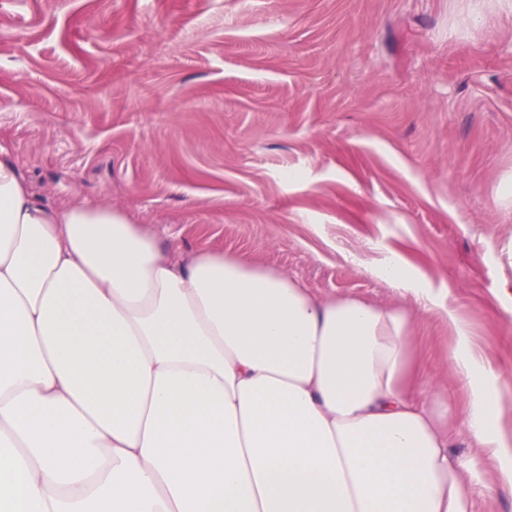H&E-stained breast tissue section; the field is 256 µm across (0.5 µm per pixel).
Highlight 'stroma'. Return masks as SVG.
<instances>
[{
    "label": "stroma",
    "mask_w": 512,
    "mask_h": 512,
    "mask_svg": "<svg viewBox=\"0 0 512 512\" xmlns=\"http://www.w3.org/2000/svg\"><path fill=\"white\" fill-rule=\"evenodd\" d=\"M0 153L45 201L414 305L512 379V12L497 0H0ZM452 386L454 335L417 311ZM473 512H512L497 460Z\"/></svg>",
    "instance_id": "1"
}]
</instances>
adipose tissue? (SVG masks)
<instances>
[{
	"label": "adipose tissue",
	"mask_w": 512,
	"mask_h": 512,
	"mask_svg": "<svg viewBox=\"0 0 512 512\" xmlns=\"http://www.w3.org/2000/svg\"><path fill=\"white\" fill-rule=\"evenodd\" d=\"M437 310L465 406L434 387L406 310L163 242L109 203L60 206L0 154V512H473L499 463V375ZM452 453L459 456L474 455L480 459L479 479L481 483L493 486L491 493L481 492L475 496L473 512H512V490L499 482V465L497 460L480 452L479 448H470L463 432L454 439Z\"/></svg>",
	"instance_id": "adipose-tissue-1"
}]
</instances>
